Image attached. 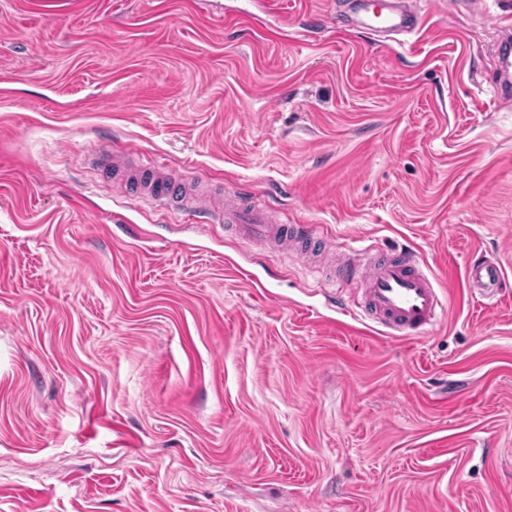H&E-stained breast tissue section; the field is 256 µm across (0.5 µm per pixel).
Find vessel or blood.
<instances>
[{"mask_svg":"<svg viewBox=\"0 0 512 512\" xmlns=\"http://www.w3.org/2000/svg\"><path fill=\"white\" fill-rule=\"evenodd\" d=\"M371 0H352L351 11L363 23H376L390 35L411 33L417 26L419 9L416 0H378L380 11L371 14ZM494 92L503 103L512 102V54L503 53L499 78ZM130 194L138 201L172 206L186 200L182 181L154 166L129 172ZM213 217L234 225L238 236L247 242L276 239L296 248L298 258L318 250L320 241L311 225H273L262 209L236 194L225 195ZM341 281L358 284L364 310L378 324L395 336L419 335L436 325L442 309L440 290L434 278L419 265L414 251L403 250L388 261L361 263L354 261L339 270ZM469 286L480 296L490 298L502 286V271L492 261L478 259L466 269Z\"/></svg>","mask_w":512,"mask_h":512,"instance_id":"b4317fda","label":"vessel or blood"}]
</instances>
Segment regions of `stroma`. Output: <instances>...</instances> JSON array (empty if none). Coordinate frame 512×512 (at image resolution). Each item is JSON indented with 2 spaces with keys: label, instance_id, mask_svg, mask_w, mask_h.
Wrapping results in <instances>:
<instances>
[{
  "label": "stroma",
  "instance_id": "1",
  "mask_svg": "<svg viewBox=\"0 0 512 512\" xmlns=\"http://www.w3.org/2000/svg\"><path fill=\"white\" fill-rule=\"evenodd\" d=\"M420 14L0 0V512H512V0ZM129 150L332 253L413 249L439 324L386 334L322 265L132 200L94 157ZM351 12L359 17L366 25L372 20L379 25L380 30L390 35H405L411 33L417 26L419 17L418 1L415 0H378L380 12L370 16V0H350ZM370 26V25H369ZM372 26H374L372 24ZM375 27V26H374ZM512 70L511 52L503 53L500 58L499 79L494 82V93L502 103L510 104L511 95L509 90L510 74ZM466 280L474 292L491 298L502 287V271L495 262L478 259L468 265Z\"/></svg>",
  "mask_w": 512,
  "mask_h": 512
}]
</instances>
